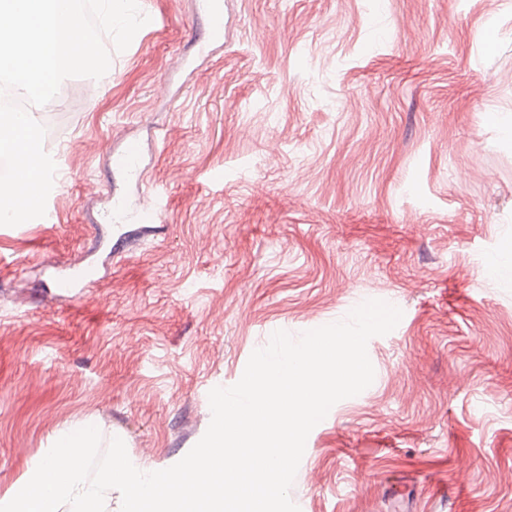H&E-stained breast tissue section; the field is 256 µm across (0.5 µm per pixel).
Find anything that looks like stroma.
Here are the masks:
<instances>
[{"label": "stroma", "instance_id": "1", "mask_svg": "<svg viewBox=\"0 0 512 512\" xmlns=\"http://www.w3.org/2000/svg\"><path fill=\"white\" fill-rule=\"evenodd\" d=\"M141 0L45 139L51 219L0 229V498L65 425L165 469L273 332L399 307L313 428L300 512H512V0ZM141 146L140 176L109 151ZM154 192L164 221L129 243ZM100 281L49 292L56 260Z\"/></svg>", "mask_w": 512, "mask_h": 512}]
</instances>
